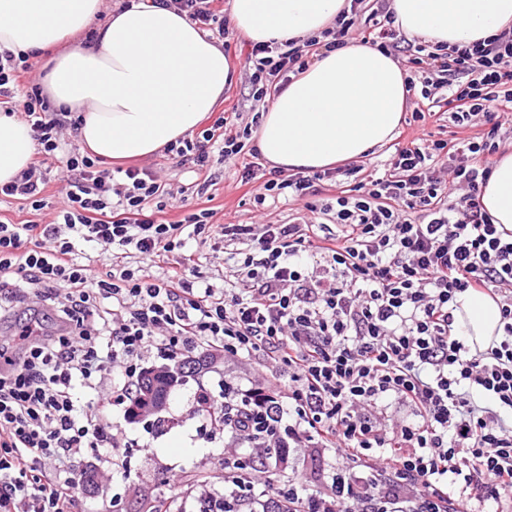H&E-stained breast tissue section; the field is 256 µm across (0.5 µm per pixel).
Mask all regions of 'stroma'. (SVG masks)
Returning a JSON list of instances; mask_svg holds the SVG:
<instances>
[{"label": "stroma", "mask_w": 512, "mask_h": 512, "mask_svg": "<svg viewBox=\"0 0 512 512\" xmlns=\"http://www.w3.org/2000/svg\"><path fill=\"white\" fill-rule=\"evenodd\" d=\"M229 47L226 55L235 70L233 83L224 90V98L218 111L238 108L243 122H250L248 113L250 91L248 76L244 70L251 45L236 33L227 36ZM145 166L159 170L160 177L171 190L167 217L179 219L182 213L184 193L194 191L196 176L189 166L177 165L176 161L158 155L144 161ZM244 160L233 162L213 161L210 170L212 184L200 207L213 211L216 224H285L296 214L297 204L282 199L266 201L256 206L253 197L259 193L263 182L254 180L244 185L240 173ZM261 356L250 358H221L200 374L188 378L184 385L175 387L168 400L164 416L168 427L160 428L152 418L125 422L114 417L115 425L124 430L125 445L116 449L115 455L124 460L127 470L115 473L112 480L99 481L95 493L81 494L82 512H140L142 503L151 499L150 491L143 486L144 479H177L189 474L212 475L224 471V446L230 436L211 425L206 414L197 411L195 397L199 387H207L213 395H236L250 387L261 370Z\"/></svg>", "instance_id": "obj_1"}]
</instances>
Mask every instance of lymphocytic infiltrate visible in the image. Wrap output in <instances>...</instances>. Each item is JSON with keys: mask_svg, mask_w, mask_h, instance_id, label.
Masks as SVG:
<instances>
[{"mask_svg": "<svg viewBox=\"0 0 512 512\" xmlns=\"http://www.w3.org/2000/svg\"><path fill=\"white\" fill-rule=\"evenodd\" d=\"M350 0L321 38L257 43L247 57L250 125L226 116L167 148L170 159L210 170L247 154L261 105L302 73L316 50L360 41L406 53L413 116L487 126L473 137L397 145L384 174L358 166L310 176L270 171L263 188L299 204L286 224H212L206 208L164 217L169 189L150 168L106 170L65 148L71 113L52 110L28 81V58L0 51V104L21 98L32 128V165L0 185V198L45 208L49 160L66 168L63 204L48 223L0 219V316L30 298L54 307L59 332L18 320L0 336V512H78L85 449L108 467L120 435L111 412L129 413L146 356L172 361L197 350L288 373L286 390L263 382L196 403L213 425L278 460L311 444L331 449L324 483L274 490L304 512H512V228L481 202L512 127V29L462 46L406 42L388 0ZM223 245L234 267L217 288L198 279L191 244ZM111 249L98 273L91 246ZM135 251L139 266L125 263ZM163 276L153 275V268ZM472 290L500 310V330L475 349L455 327L454 301ZM98 392L83 405L78 388ZM411 410L408 420L394 409Z\"/></svg>", "mask_w": 512, "mask_h": 512, "instance_id": "f902f5d3", "label": "lymphocytic infiltrate"}]
</instances>
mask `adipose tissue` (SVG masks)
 Wrapping results in <instances>:
<instances>
[{"label":"adipose tissue","mask_w":512,"mask_h":512,"mask_svg":"<svg viewBox=\"0 0 512 512\" xmlns=\"http://www.w3.org/2000/svg\"><path fill=\"white\" fill-rule=\"evenodd\" d=\"M348 0H230V22L252 42L316 37ZM395 24L411 38L467 45L512 25V0H390ZM93 42H86L87 33ZM49 55L45 83L61 112L79 118L83 151L120 163L147 157L193 132L222 98L234 71L215 38L177 10L136 0L124 12L105 0H0V50ZM401 64L377 47L352 42L322 53L277 92L255 131L279 169L316 172L389 143L413 97ZM33 131L0 115V183L26 170ZM494 223L512 228V151L499 155L482 187ZM459 333L493 336L497 305L456 297Z\"/></svg>","instance_id":"ef3b65f1"}]
</instances>
